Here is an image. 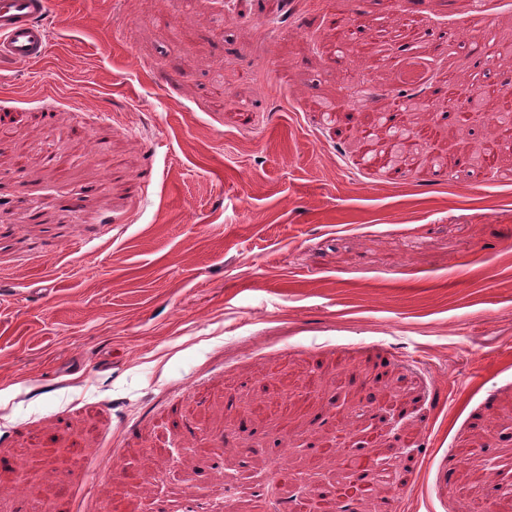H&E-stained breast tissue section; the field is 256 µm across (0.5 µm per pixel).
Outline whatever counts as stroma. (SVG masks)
Masks as SVG:
<instances>
[{
    "instance_id": "stroma-1",
    "label": "stroma",
    "mask_w": 512,
    "mask_h": 512,
    "mask_svg": "<svg viewBox=\"0 0 512 512\" xmlns=\"http://www.w3.org/2000/svg\"><path fill=\"white\" fill-rule=\"evenodd\" d=\"M224 2L54 0L48 57L0 62V512H105L136 474L190 512L284 452L324 486L359 440L400 462L371 512H449L512 459V181L467 182L482 130L429 111L455 169L359 157L400 86L349 106L370 61L324 46L406 0H236L228 31ZM285 7L302 34L260 35Z\"/></svg>"
}]
</instances>
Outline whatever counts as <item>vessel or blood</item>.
<instances>
[{"label":"vessel or blood","mask_w":512,"mask_h":512,"mask_svg":"<svg viewBox=\"0 0 512 512\" xmlns=\"http://www.w3.org/2000/svg\"><path fill=\"white\" fill-rule=\"evenodd\" d=\"M51 0H0V58L41 62L49 53Z\"/></svg>","instance_id":"1"}]
</instances>
